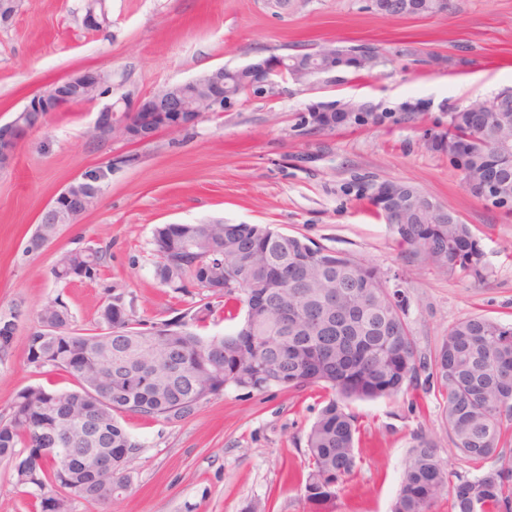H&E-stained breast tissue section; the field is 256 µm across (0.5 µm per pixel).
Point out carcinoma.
Here are the masks:
<instances>
[{
	"instance_id": "cac0c4a2",
	"label": "carcinoma",
	"mask_w": 512,
	"mask_h": 512,
	"mask_svg": "<svg viewBox=\"0 0 512 512\" xmlns=\"http://www.w3.org/2000/svg\"><path fill=\"white\" fill-rule=\"evenodd\" d=\"M447 148L464 151L455 167L470 193L484 194L485 172L497 167L512 191V111L452 112L437 134ZM402 249L422 255L445 275L477 274L482 253L467 225L429 224L410 208L389 225ZM53 224L28 241L31 252L55 233ZM157 279L176 289L194 286L244 309L237 329L202 336L194 329L212 312L201 304L182 317L138 326L134 312L107 297L92 334H81L59 300L38 312L27 338L25 361L45 373H64L71 389L28 385L19 389L8 416L0 419V461L11 464L16 483L40 492L41 512H69L72 498L106 506L128 490L130 457L113 460L109 473L92 472L76 456L93 444L80 433V418L93 395L112 447L138 444L118 417L178 420L192 415L227 387L263 391L320 385L327 397L306 433L305 497L318 509L334 504L336 489L358 470L359 428L348 411L353 399L391 396L418 384L421 373L444 400L448 437L464 460L489 464L483 473L450 485L432 440L420 432L406 459L391 512H432L448 496L450 512H512V325L485 316L455 323L428 356L418 354L400 302L386 279L352 256L283 235L259 224H163L155 229ZM106 255L95 248L67 251L52 269L63 282L97 277ZM224 274L204 277L198 263ZM14 318H0V354L12 347ZM71 432L64 451H45L42 428Z\"/></svg>"
}]
</instances>
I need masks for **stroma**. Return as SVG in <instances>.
<instances>
[{
    "label": "stroma",
    "mask_w": 512,
    "mask_h": 512,
    "mask_svg": "<svg viewBox=\"0 0 512 512\" xmlns=\"http://www.w3.org/2000/svg\"><path fill=\"white\" fill-rule=\"evenodd\" d=\"M88 0H24L0 27V123L37 92L84 69L109 77L94 102L49 114L0 172V317L17 314L10 354L0 360V417L27 385L70 387L68 377L25 362L26 339L41 307L60 299L76 328H94L106 297L132 305L150 325L192 314L198 288L180 291L155 276L154 233L162 224H262L377 269L399 292L420 354L435 350L459 320L484 315L512 324V212L466 191L447 152L433 148L448 115L512 88V0H452L448 13L387 17L367 0H105L100 28L83 23ZM372 45L370 69H339L308 82L280 81L270 98H252L204 114L189 131L144 144L97 137L99 112L224 66L269 56ZM363 104L385 121L306 131L317 105ZM132 154L93 208L58 237L27 245L42 209L84 169ZM408 183L453 208L483 253L481 277L443 275L398 246L369 204L372 182ZM107 253L95 279L56 282L65 251ZM324 392L229 387L182 420L126 415L138 443L131 485L104 508L83 500L71 512H316L304 492L305 435ZM441 396L427 384L393 397L351 402L361 426L355 478L338 488L333 512H390L412 436L433 439L451 483L478 470L452 450Z\"/></svg>",
    "instance_id": "obj_1"
}]
</instances>
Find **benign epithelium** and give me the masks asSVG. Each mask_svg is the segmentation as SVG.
I'll return each mask as SVG.
<instances>
[{
  "label": "benign epithelium",
  "mask_w": 512,
  "mask_h": 512,
  "mask_svg": "<svg viewBox=\"0 0 512 512\" xmlns=\"http://www.w3.org/2000/svg\"><path fill=\"white\" fill-rule=\"evenodd\" d=\"M336 71V50L325 46L318 50L313 61L297 63L290 76L304 83L310 77ZM222 67L203 73L197 78L162 88L139 97L131 106L117 103L104 108L98 117L96 130L103 135L119 137L130 143H146L161 132L177 133L188 129L206 112H222L236 104L235 97L224 85ZM285 74L283 57L271 56L232 71L237 82L251 94L269 97L277 90L276 78ZM107 76L95 69H85L53 83L54 91L34 94L13 118L0 124V171L14 162L19 143L32 131L40 128L52 112L77 104L91 103L100 97ZM336 111V106H320L305 115L304 128L325 130L329 125L322 116ZM86 168L41 213L39 223L55 224L62 228L74 224L94 204L101 194L104 181L94 180ZM370 196L386 205L397 215L408 209L415 200L411 188L399 181L373 182ZM112 448H89L81 457L87 468L103 472L112 469Z\"/></svg>",
  "instance_id": "7a95c632"
}]
</instances>
